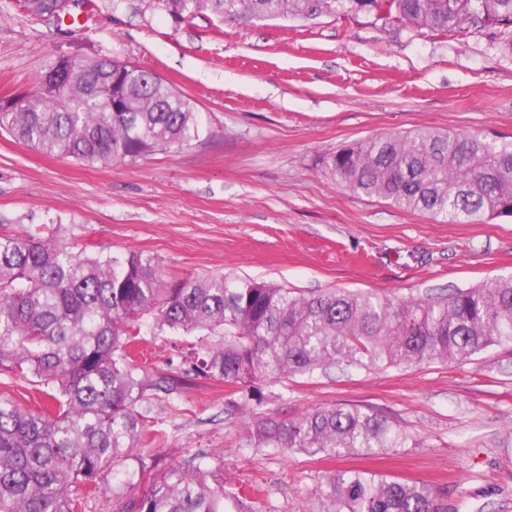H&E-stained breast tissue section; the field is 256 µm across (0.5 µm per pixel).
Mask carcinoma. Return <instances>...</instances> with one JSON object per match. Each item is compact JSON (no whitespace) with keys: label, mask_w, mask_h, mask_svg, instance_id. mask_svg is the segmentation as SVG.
<instances>
[{"label":"carcinoma","mask_w":512,"mask_h":512,"mask_svg":"<svg viewBox=\"0 0 512 512\" xmlns=\"http://www.w3.org/2000/svg\"><path fill=\"white\" fill-rule=\"evenodd\" d=\"M37 19L70 11L69 0H20ZM181 21L209 11L239 23L316 18L350 7L412 30L489 28L512 46V0H164ZM33 93L0 109V131L49 156L94 166L135 162L180 148L203 133L192 100L155 73L118 59L54 55ZM110 84L119 104L105 112L86 90ZM320 169L354 194L378 197L448 224L512 217V141L420 127L381 134L323 155ZM197 336L201 354L184 374L261 402L257 380L311 377L324 366L421 369L459 365L489 347L512 344V275L487 278L445 298L396 299L345 290L305 297L233 275L164 282L158 262L74 250L61 237L0 234V375L33 385L54 404L38 412L0 394V512H81L91 495L118 494L144 465L107 472L147 438L138 410L148 384L134 349L141 321ZM410 436L360 408L321 407L296 418L262 420L256 448L372 456L404 448ZM313 493L347 512H439L434 488L369 469L341 470ZM256 512L202 463L153 479L134 512Z\"/></svg>","instance_id":"1"}]
</instances>
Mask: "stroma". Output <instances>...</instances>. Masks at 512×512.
<instances>
[{
    "mask_svg": "<svg viewBox=\"0 0 512 512\" xmlns=\"http://www.w3.org/2000/svg\"><path fill=\"white\" fill-rule=\"evenodd\" d=\"M97 4L79 25L0 0V97L36 91L54 53L117 58L190 97L205 132L94 167L0 133V234L58 231L90 251L152 256L168 282L234 273L304 296L443 298L512 275V218L443 223L352 194L318 166L340 145L422 126L512 140V49L489 31L417 32L348 11L178 23L162 0ZM195 342L161 333L141 345L152 376L179 381L139 406L149 476L201 457L256 512H339L315 485L363 467L431 484L441 512H512V346L423 369L339 364L264 386L243 412L223 383L184 376ZM337 404L388 417L413 445L335 460L250 446L255 419Z\"/></svg>",
    "mask_w": 512,
    "mask_h": 512,
    "instance_id": "obj_1",
    "label": "stroma"
}]
</instances>
